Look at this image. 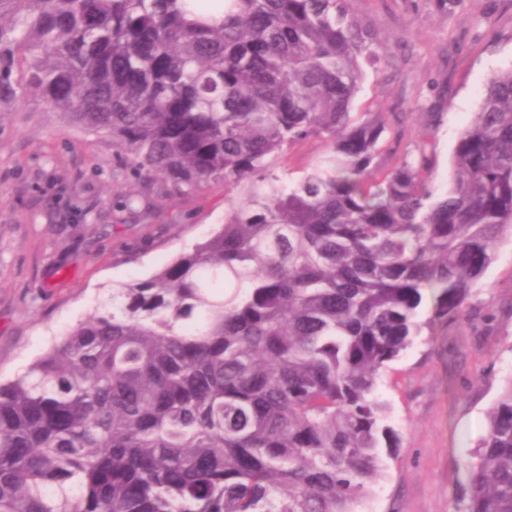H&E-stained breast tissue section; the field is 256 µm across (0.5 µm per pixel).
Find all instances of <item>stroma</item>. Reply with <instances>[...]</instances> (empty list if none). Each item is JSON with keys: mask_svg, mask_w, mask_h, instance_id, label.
<instances>
[{"mask_svg": "<svg viewBox=\"0 0 512 512\" xmlns=\"http://www.w3.org/2000/svg\"><path fill=\"white\" fill-rule=\"evenodd\" d=\"M377 59L355 98L388 127L389 170L424 145L448 189L461 130L488 79L512 68V0H351ZM105 138L66 127L26 96L0 112V381L84 319L99 288L145 278L224 222V186L154 201L150 220L117 224L112 199L137 193ZM466 320L420 337L379 384L398 446L362 512H462L466 464L512 377V240L468 301Z\"/></svg>", "mask_w": 512, "mask_h": 512, "instance_id": "obj_1", "label": "stroma"}]
</instances>
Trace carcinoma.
<instances>
[{
  "mask_svg": "<svg viewBox=\"0 0 512 512\" xmlns=\"http://www.w3.org/2000/svg\"><path fill=\"white\" fill-rule=\"evenodd\" d=\"M374 41L350 0H0V110L35 95L112 139L143 199L116 220L238 192L0 383V512H351L381 480L382 374L465 317L512 231V69L438 194L424 145L382 173L383 113L352 111ZM311 137L327 152L288 180ZM476 455L466 512H512V380ZM326 146L322 139L310 138L292 149L279 160V169L288 172L290 180L300 178L303 172L318 160L325 152Z\"/></svg>",
  "mask_w": 512,
  "mask_h": 512,
  "instance_id": "carcinoma-1",
  "label": "carcinoma"
}]
</instances>
